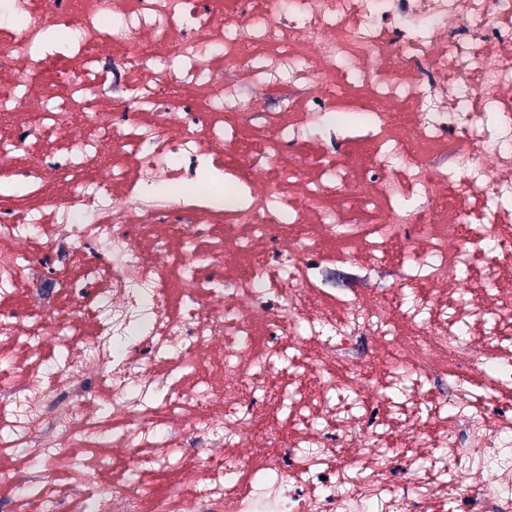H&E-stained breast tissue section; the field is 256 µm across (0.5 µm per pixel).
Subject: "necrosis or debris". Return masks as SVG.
<instances>
[{"label": "necrosis or debris", "instance_id": "obj_1", "mask_svg": "<svg viewBox=\"0 0 512 512\" xmlns=\"http://www.w3.org/2000/svg\"><path fill=\"white\" fill-rule=\"evenodd\" d=\"M7 4L0 497L512 512V0Z\"/></svg>", "mask_w": 512, "mask_h": 512}]
</instances>
